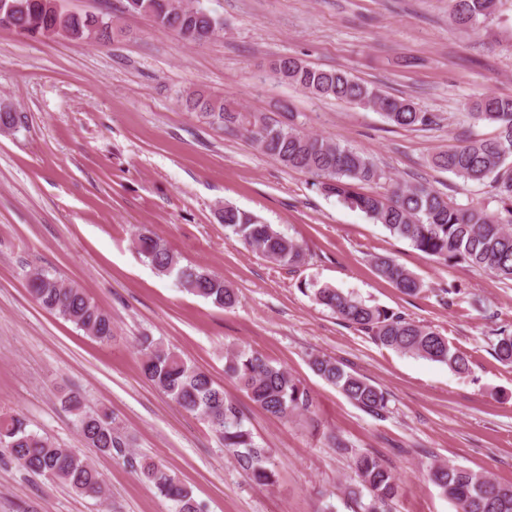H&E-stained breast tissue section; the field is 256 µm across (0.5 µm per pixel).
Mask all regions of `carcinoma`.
<instances>
[{
  "label": "carcinoma",
  "mask_w": 512,
  "mask_h": 512,
  "mask_svg": "<svg viewBox=\"0 0 512 512\" xmlns=\"http://www.w3.org/2000/svg\"><path fill=\"white\" fill-rule=\"evenodd\" d=\"M450 2L454 23L473 27L494 15L500 0ZM125 8L189 44L206 43L224 29V24L210 13L184 0H125ZM6 15L12 20L13 31L23 37H62L87 43L112 39V18L67 12L57 8L55 0H0V20ZM271 72L317 97L373 108L398 127L423 128L436 123V116L422 111L413 100L392 96L340 69L325 70L284 56L271 64ZM182 103L187 111L200 113L217 128L245 137L260 153L310 175L316 190L361 211L435 261L445 266L464 263L512 282V168L506 166L512 157V97L483 94L473 99L469 116L495 125V135L468 137L433 158L435 167L465 182L490 185L497 203L494 211L482 205L452 203L424 183L395 182L370 157L345 143L307 133L294 125L274 123L200 90L186 93ZM387 181L392 182L387 194L365 190L367 185ZM221 222L227 238L243 243L271 263L296 267L306 262L302 245L251 213L226 204ZM136 246L159 274L174 277L188 292L219 308L235 306L237 293L224 283V278L199 265L180 264L160 237L141 232ZM374 266L380 277L403 294L412 296L423 290L421 280L389 256L375 258ZM25 281L41 309L99 343L112 341V316L95 304L83 288L45 269L26 272ZM311 292L318 304L380 345L445 363L458 374L469 371V356L452 347L440 332L328 285L313 284ZM138 344L144 377L185 412L206 420L254 482L272 484L276 471L270 456L256 443L238 404L224 393V388L153 337L145 334L139 337ZM493 352L501 363L512 365V333L499 334L493 342ZM310 364L320 378L362 411L380 418L388 412L386 393L365 377L347 371L331 357L316 356ZM224 374L273 418L315 414L316 403L305 384L257 351L238 349L227 354ZM61 403L75 416L87 447L125 455L129 441L117 416L105 409L89 408L84 398L73 391L63 394ZM4 454L24 470L62 483L80 495L99 498L104 493L103 477L86 456L61 448L48 436L30 430L26 417L20 413L0 416V455ZM138 468L141 478L173 503L174 512H201L192 490L165 465L143 461ZM354 470L367 491V499L359 501V512H387L389 502L398 494L396 477L368 453L356 456ZM430 477L453 501L456 512H512V484L456 465L434 466Z\"/></svg>",
  "instance_id": "obj_1"
}]
</instances>
